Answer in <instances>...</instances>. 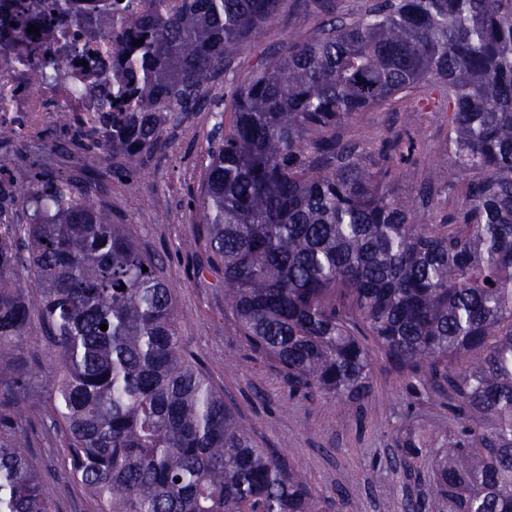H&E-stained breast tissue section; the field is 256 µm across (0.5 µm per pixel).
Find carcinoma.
I'll use <instances>...</instances> for the list:
<instances>
[{
	"mask_svg": "<svg viewBox=\"0 0 512 512\" xmlns=\"http://www.w3.org/2000/svg\"><path fill=\"white\" fill-rule=\"evenodd\" d=\"M98 2L36 13L11 0L0 50L24 38L15 60L37 72L47 28L74 45L115 42L106 57L82 48L113 71L101 111L59 112L47 136L129 171L288 0H153L139 14ZM303 2L321 26L258 61L228 131L218 114L197 274L224 280L239 335L296 392L357 403L374 341L467 422L445 449L408 430L400 464L428 456L448 512H512V0H372L352 18L335 0ZM415 91L414 119L448 127L452 162L409 199L392 171L414 176L415 140H387L380 162L344 130ZM24 183L0 188L26 217L0 224V512H59V481L79 483L91 512H318L305 478L257 447L180 346L160 260L99 204V183L50 169ZM435 208L439 223L418 219ZM44 407L65 444L53 470L33 424Z\"/></svg>",
	"mask_w": 512,
	"mask_h": 512,
	"instance_id": "1",
	"label": "carcinoma"
}]
</instances>
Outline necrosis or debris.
<instances>
[{"label":"necrosis or debris","mask_w":512,"mask_h":512,"mask_svg":"<svg viewBox=\"0 0 512 512\" xmlns=\"http://www.w3.org/2000/svg\"><path fill=\"white\" fill-rule=\"evenodd\" d=\"M46 61L36 75H15L5 53L0 52V127L17 130L20 141L42 144L48 120L59 112L98 111L99 99L91 87L98 72L78 64L69 47L55 34L43 37Z\"/></svg>","instance_id":"1"}]
</instances>
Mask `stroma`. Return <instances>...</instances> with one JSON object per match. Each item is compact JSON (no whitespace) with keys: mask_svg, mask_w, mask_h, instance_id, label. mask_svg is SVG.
Wrapping results in <instances>:
<instances>
[{"mask_svg":"<svg viewBox=\"0 0 512 512\" xmlns=\"http://www.w3.org/2000/svg\"><path fill=\"white\" fill-rule=\"evenodd\" d=\"M320 22L319 14L294 11L257 33L235 61L233 82L212 79L204 84L210 107L172 123L164 133L166 149L146 159L137 173L105 175L99 199L144 249L163 256L161 274L173 291L182 347L203 361L256 443L280 453L289 468L306 478L321 512H409L408 503L421 500L427 503L426 512H443L431 499L430 469L410 471L397 463L399 441L409 425L447 436L448 410L438 394L415 393L410 379L395 371L377 348L371 351L372 390L354 409L292 393L278 364L254 357L239 336L222 284L193 272L197 257L187 245L196 234L193 198L204 179L213 104L230 103L259 57L283 48L290 32L309 33ZM410 107L404 101L372 109L348 131L375 157L386 139L412 135L424 145L413 156V167L441 177L450 162L447 131L411 125Z\"/></svg>","mask_w":512,"mask_h":512,"instance_id":"35a3bbf8","label":"stroma"}]
</instances>
